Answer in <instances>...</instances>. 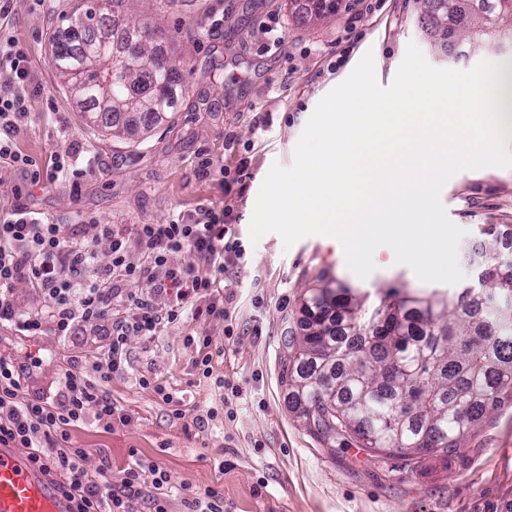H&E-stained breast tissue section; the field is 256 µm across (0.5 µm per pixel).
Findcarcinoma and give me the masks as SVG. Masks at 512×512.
I'll return each instance as SVG.
<instances>
[{"label":"carcinoma","mask_w":512,"mask_h":512,"mask_svg":"<svg viewBox=\"0 0 512 512\" xmlns=\"http://www.w3.org/2000/svg\"><path fill=\"white\" fill-rule=\"evenodd\" d=\"M128 0H88L89 25L63 14L51 35L52 65L85 120L114 138L136 141L165 120L181 93V74L156 33L121 16ZM298 22L323 20L338 0H288ZM422 28L432 43L491 45L512 35V0H424ZM142 69L112 81L114 58L126 48ZM480 288L448 296L385 292L371 309L328 275L306 292L304 334L288 355V388L296 418L330 447L352 443L374 457L408 461L448 453L504 401H512V254L501 249L500 225L483 229ZM394 334L379 331L381 320ZM336 404L334 433L297 408Z\"/></svg>","instance_id":"obj_1"}]
</instances>
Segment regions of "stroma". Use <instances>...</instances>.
Wrapping results in <instances>:
<instances>
[{"label": "stroma", "instance_id": "1", "mask_svg": "<svg viewBox=\"0 0 512 512\" xmlns=\"http://www.w3.org/2000/svg\"><path fill=\"white\" fill-rule=\"evenodd\" d=\"M79 0H12L7 23L23 43L33 93L30 116L16 137L19 151L41 164L72 153L91 175L30 188L0 166V215L24 206L46 222L85 225L99 263L105 241L87 220L131 231L168 224L201 207H224L223 167L249 158L250 176L234 198L243 256L223 275L227 317H195L162 328L151 341L128 339L131 364L102 386L125 421L103 428L94 417L72 426L89 471L107 467L113 481L137 460L166 470L175 488L172 512H185L184 492L224 488L226 512H512V405L492 413L448 457L415 467L376 460L357 444L330 448L309 435L288 407V340L303 333L302 302L321 274L377 301L390 288L424 294L448 284L421 282L412 270L380 259L360 279L325 237L284 247L278 234L251 242L247 213L272 164L291 166L295 145L316 105L373 51L381 85H389L408 44L437 68L467 70L512 58V42L459 54L433 50L420 23L422 0H341L316 24L294 22L287 0H132L127 11L163 37L180 62L184 92L174 112L143 143L112 139L88 125L51 65L49 36L58 16ZM212 161L199 170L201 154ZM449 218L466 234L458 247L464 285L476 286L471 246L490 224H512V168L487 167L453 176L441 193ZM213 355L211 377L196 368L200 339ZM104 336H25L0 325V356L23 368L21 399L55 400L74 361L100 356ZM162 384L172 402L162 400ZM216 411L199 425L200 416Z\"/></svg>", "mask_w": 512, "mask_h": 512}]
</instances>
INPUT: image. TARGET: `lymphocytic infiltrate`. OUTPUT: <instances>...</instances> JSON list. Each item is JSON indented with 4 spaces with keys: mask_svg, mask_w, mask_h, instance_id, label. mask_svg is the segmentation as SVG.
<instances>
[{
    "mask_svg": "<svg viewBox=\"0 0 512 512\" xmlns=\"http://www.w3.org/2000/svg\"><path fill=\"white\" fill-rule=\"evenodd\" d=\"M12 79L0 85V165L29 176L31 182L71 174L72 159L55 155L45 171L15 146V137L29 116L25 88L30 83L28 57L17 38L0 28V69ZM222 211L201 208L187 219L170 224H141L135 237H126L112 225H97V238L106 241L110 261L99 265L84 235L68 224H50L34 212L18 208L0 217V322L13 324L26 336L42 335L46 326L66 336L77 328H97L112 322L110 341L100 357L66 370L57 401L20 400V368L0 357V445L27 451L54 489L68 498L74 512H137L139 500H148L153 512H170L169 474L158 465L137 463L113 483L107 469L89 472L87 452L76 446L70 426L94 417L104 428L125 420L123 410L101 389L113 374L130 364L127 339L154 338L164 325L180 320L188 305L206 301V312L225 317L220 299V273L240 256L236 217L231 198L235 186L244 185L247 160L224 169ZM139 254H132V246ZM187 250L195 263L171 264V254ZM28 283L41 303L18 313L13 300L16 283ZM144 289V296L128 293V286Z\"/></svg>",
    "mask_w": 512,
    "mask_h": 512,
    "instance_id": "1",
    "label": "lymphocytic infiltrate"
}]
</instances>
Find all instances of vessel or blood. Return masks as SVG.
Masks as SVG:
<instances>
[{"mask_svg": "<svg viewBox=\"0 0 512 512\" xmlns=\"http://www.w3.org/2000/svg\"><path fill=\"white\" fill-rule=\"evenodd\" d=\"M0 512H69V503L18 449L0 445Z\"/></svg>", "mask_w": 512, "mask_h": 512, "instance_id": "vessel-or-blood-1", "label": "vessel or blood"}]
</instances>
